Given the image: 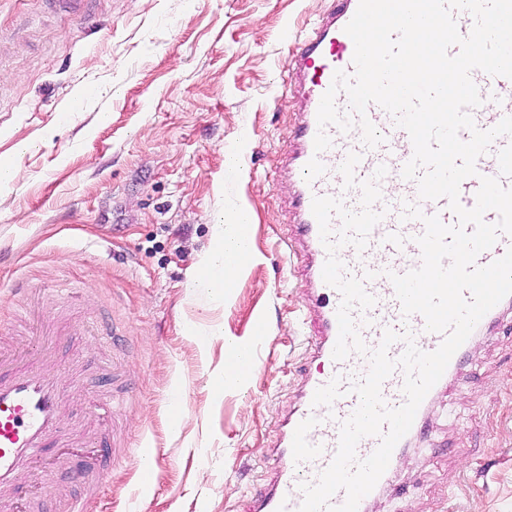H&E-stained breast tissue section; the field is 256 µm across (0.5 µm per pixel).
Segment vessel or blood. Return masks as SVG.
<instances>
[{
    "mask_svg": "<svg viewBox=\"0 0 512 512\" xmlns=\"http://www.w3.org/2000/svg\"><path fill=\"white\" fill-rule=\"evenodd\" d=\"M358 3L359 0H330L327 11L313 26L294 58L291 79L299 84L306 105L292 144L283 151L282 162L292 172L298 188L295 207L299 213L296 224L299 241L313 258L306 301L313 315V332L307 339V349L318 367L306 382L300 406L284 419L270 449L271 478L254 495L253 512H298L303 501L301 483L315 482L329 466L337 450L340 424L359 404L353 394L344 395L329 406L312 403L315 391L334 377H360L368 369L361 355L354 353L342 361L332 357L338 339L336 311L341 295L323 280L327 252L311 209L316 196L340 197L350 210L359 209V190L344 189L339 171L350 153L362 155L355 169L358 180L370 179L378 166L387 168L386 176L379 183L382 198L374 206L375 211L381 212L382 219L370 233L367 248L360 251L345 245L338 251L346 273L363 278L366 290L376 299L368 312H354L359 333L371 349L379 346L388 329L400 334L411 332L417 346L426 352L435 350L443 340L441 334L426 331L422 315H403L389 279L390 273L403 274L421 264L416 238L423 233L424 224L422 219L402 220L404 203L417 204L423 216H439L445 224L456 221L447 199H420L416 183L404 181L402 168L413 155L408 133L396 125L390 114L373 104L368 107L367 115L384 136V143L367 150L362 145L359 127L344 133L330 126L326 132L332 139L331 147L320 153L314 149L322 96L329 89L335 71L349 75L354 72V43L344 28L355 14ZM471 78L483 98L482 105L472 111L478 128H493L504 116L512 115V79L494 77L480 70L472 71ZM510 143L512 138L498 137L489 151L478 159L477 175L466 178L461 184L460 202L464 207L474 206L481 177L499 176L496 154ZM315 157L324 162L325 172L309 182L304 178V168ZM399 182L407 187L401 197L391 191ZM45 349L44 342H32L27 352L28 361L21 365L8 349L0 347V499L4 500L8 512H13L21 499L20 473L31 467L48 441H56L62 447H84L85 452L78 456L77 462L91 490H98L108 477L91 454L92 447L101 443V435L78 434L63 418L62 408L72 377L44 370L36 364ZM402 383L403 373L399 370L384 381L382 394L389 407L396 408L404 403Z\"/></svg>",
    "mask_w": 512,
    "mask_h": 512,
    "instance_id": "obj_1",
    "label": "vessel or blood"
}]
</instances>
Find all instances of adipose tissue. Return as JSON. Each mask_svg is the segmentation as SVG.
<instances>
[{"label":"adipose tissue","mask_w":512,"mask_h":512,"mask_svg":"<svg viewBox=\"0 0 512 512\" xmlns=\"http://www.w3.org/2000/svg\"><path fill=\"white\" fill-rule=\"evenodd\" d=\"M248 211H240L233 223L213 227L215 246L208 252L201 266L190 276V289H204L215 299L227 296L235 285L239 268L229 262L230 255L248 253Z\"/></svg>","instance_id":"adipose-tissue-1"}]
</instances>
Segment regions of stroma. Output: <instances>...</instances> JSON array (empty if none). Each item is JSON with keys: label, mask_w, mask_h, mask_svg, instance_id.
Wrapping results in <instances>:
<instances>
[{"label": "stroma", "mask_w": 512, "mask_h": 512, "mask_svg": "<svg viewBox=\"0 0 512 512\" xmlns=\"http://www.w3.org/2000/svg\"><path fill=\"white\" fill-rule=\"evenodd\" d=\"M327 6L0 0V166L21 170L0 186V338L21 357L41 323L75 330L41 364L84 381L65 418L112 431L88 512H248L269 479L267 451L313 367L310 259L284 244L295 182L279 169L301 106L281 90L294 38ZM243 207L254 259L226 300L189 293L214 224ZM63 280L85 289L82 306ZM258 317L270 339L255 367L214 393L225 338L250 340ZM424 423L367 512H512V307ZM21 482L23 512H68L83 479L51 447Z\"/></svg>", "instance_id": "stroma-1"}]
</instances>
